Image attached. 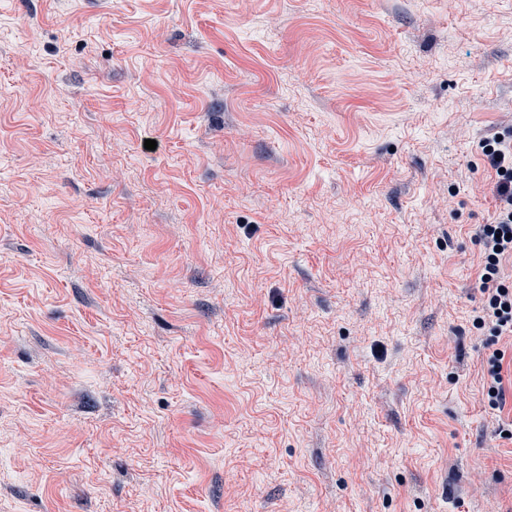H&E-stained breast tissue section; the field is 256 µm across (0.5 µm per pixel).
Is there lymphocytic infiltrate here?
<instances>
[{"label":"lymphocytic infiltrate","instance_id":"1","mask_svg":"<svg viewBox=\"0 0 512 512\" xmlns=\"http://www.w3.org/2000/svg\"><path fill=\"white\" fill-rule=\"evenodd\" d=\"M480 148L496 202L494 222L479 225L475 233L480 246L479 288L484 296L477 326L485 330L489 350L482 367V395L490 407L500 409L506 404L505 353L500 344L512 339V282L502 275L504 261L512 260V133L483 140Z\"/></svg>","mask_w":512,"mask_h":512}]
</instances>
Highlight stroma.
I'll return each mask as SVG.
<instances>
[{"instance_id":"1","label":"stroma","mask_w":512,"mask_h":512,"mask_svg":"<svg viewBox=\"0 0 512 512\" xmlns=\"http://www.w3.org/2000/svg\"><path fill=\"white\" fill-rule=\"evenodd\" d=\"M6 14L0 512H512L473 237L512 0Z\"/></svg>"}]
</instances>
